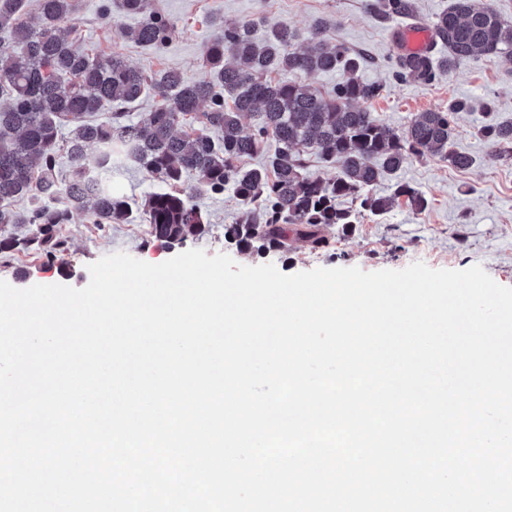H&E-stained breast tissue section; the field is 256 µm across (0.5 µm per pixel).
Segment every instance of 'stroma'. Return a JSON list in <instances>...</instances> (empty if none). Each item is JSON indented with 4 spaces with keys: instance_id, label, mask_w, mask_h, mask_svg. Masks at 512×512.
<instances>
[{
    "instance_id": "obj_1",
    "label": "stroma",
    "mask_w": 512,
    "mask_h": 512,
    "mask_svg": "<svg viewBox=\"0 0 512 512\" xmlns=\"http://www.w3.org/2000/svg\"><path fill=\"white\" fill-rule=\"evenodd\" d=\"M102 4L103 0H79L71 34L77 49L117 55L148 70L175 69L191 77L201 75V48L216 34L212 17H222L228 24L243 19H261L270 25L285 21L301 31L318 17H334L336 24L327 30V38L367 53L359 76L384 85L382 97L370 109L391 127L404 129L415 114L447 109L457 98L474 101L475 111L459 113L456 118V149L473 157L474 163L462 170L435 157H408L397 178L423 192L425 211L399 203L382 218L364 217L351 234L336 235L328 252L311 251L300 241L284 255L260 256L228 245L224 227L233 222L239 204L227 192L196 198V205L210 221V231L182 246L151 240L147 225L140 222L112 224L101 230L88 213H76L60 228L67 241L64 252L53 258L33 251L0 253V280L17 288L64 284L79 289L89 282L88 264L105 255L122 251L158 264L189 248L210 256L225 253L241 265L269 262L285 274L316 267L401 270L417 261L433 269L460 270L478 264L498 284L512 287V160L489 159L478 133L487 118L512 120V74L497 60L475 56L453 71L437 73L428 83L399 81L394 75L397 56L390 41L392 25L374 16L368 0H156L159 10L177 25L172 39L159 50L123 39L119 26L135 24V17L118 14L112 22H104ZM488 100L495 105L490 117L481 109Z\"/></svg>"
}]
</instances>
